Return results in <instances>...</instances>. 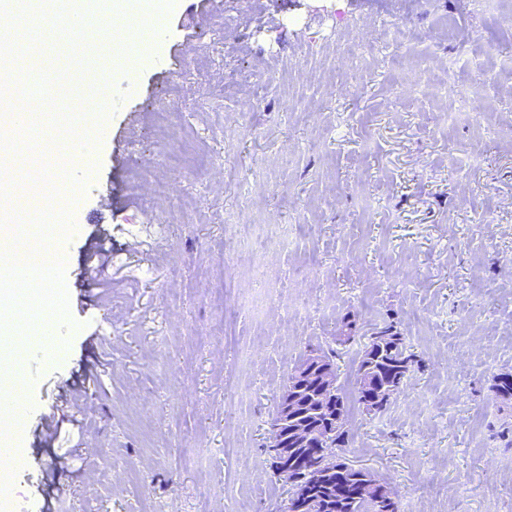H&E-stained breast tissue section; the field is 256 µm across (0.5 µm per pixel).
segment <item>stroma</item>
Here are the masks:
<instances>
[{
  "instance_id": "stroma-1",
  "label": "stroma",
  "mask_w": 512,
  "mask_h": 512,
  "mask_svg": "<svg viewBox=\"0 0 512 512\" xmlns=\"http://www.w3.org/2000/svg\"><path fill=\"white\" fill-rule=\"evenodd\" d=\"M159 27L149 54L124 55L89 19L84 75L50 21L35 28L50 66L124 108L73 207L67 322L0 334V375L26 377L34 412L4 439L26 512L51 472L59 512H280L289 487L264 446L277 400L347 316L339 457L398 512H512V399L494 388L512 373V15L491 0H176ZM283 225L289 247L260 250ZM101 241L112 283L94 295L83 255ZM392 321L415 363L369 415L360 356Z\"/></svg>"
}]
</instances>
